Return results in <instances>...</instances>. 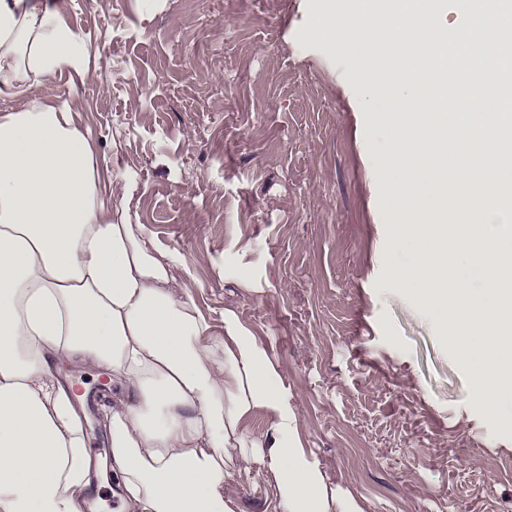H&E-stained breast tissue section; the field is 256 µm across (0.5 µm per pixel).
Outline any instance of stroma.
<instances>
[{
  "label": "stroma",
  "mask_w": 512,
  "mask_h": 512,
  "mask_svg": "<svg viewBox=\"0 0 512 512\" xmlns=\"http://www.w3.org/2000/svg\"><path fill=\"white\" fill-rule=\"evenodd\" d=\"M328 0H69L96 75L35 88L71 101L130 221L202 312L262 343L299 441L365 512H512V427L476 403L434 317L399 288L377 130L358 124L365 67L315 42ZM260 464L235 512H274Z\"/></svg>",
  "instance_id": "obj_1"
}]
</instances>
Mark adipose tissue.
<instances>
[{
    "instance_id": "1",
    "label": "adipose tissue",
    "mask_w": 512,
    "mask_h": 512,
    "mask_svg": "<svg viewBox=\"0 0 512 512\" xmlns=\"http://www.w3.org/2000/svg\"><path fill=\"white\" fill-rule=\"evenodd\" d=\"M62 0H0V512H82L97 464L70 377L112 382L104 421L120 512H234L224 480L261 463L275 512H364L297 445L300 413L265 348L232 312L213 325L177 297L180 255L158 253L104 191L69 102L30 97L58 74H93ZM264 433L242 431L253 411ZM237 449L230 457L229 449Z\"/></svg>"
}]
</instances>
